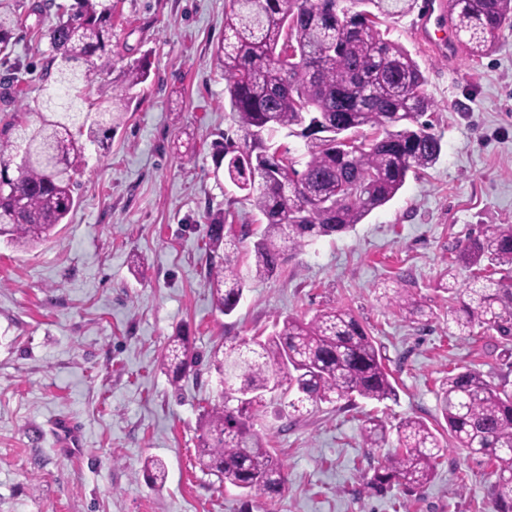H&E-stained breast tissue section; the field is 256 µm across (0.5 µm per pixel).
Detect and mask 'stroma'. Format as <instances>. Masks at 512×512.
Wrapping results in <instances>:
<instances>
[{
	"label": "stroma",
	"instance_id": "obj_1",
	"mask_svg": "<svg viewBox=\"0 0 512 512\" xmlns=\"http://www.w3.org/2000/svg\"><path fill=\"white\" fill-rule=\"evenodd\" d=\"M112 8V69L96 98L111 96L124 69L143 60L108 151L88 146L68 221L28 251L0 242V512H489L486 459L452 448L423 489L377 493L372 475L385 449L364 447L367 415L435 424L439 385L453 367L478 369L512 391V349L448 333V312L465 300L470 271L451 254L458 241L512 224V31L492 54L457 62L419 39L417 14L389 37L419 63L435 101L443 151L433 168L353 231L288 256L280 276L248 280L231 315L215 311L205 285L207 212L233 228L258 224L242 192L213 178L212 148L234 133L223 72L224 0H101ZM47 35L19 29L0 53V121L38 125ZM138 269H131V256ZM452 266L458 292L436 286ZM398 286L432 311L412 323L391 303ZM351 310L375 337L396 395L345 411L323 403L291 416L279 400L257 430L284 464L274 497L244 501L195 464L197 428L218 403L215 351L268 335L276 316L311 319ZM188 336L201 361L179 384L162 368L170 336ZM73 418L79 447L57 445L52 424ZM150 456L168 476L152 487ZM469 474L459 482L457 471Z\"/></svg>",
	"mask_w": 512,
	"mask_h": 512
}]
</instances>
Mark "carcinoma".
Wrapping results in <instances>:
<instances>
[{
  "label": "carcinoma",
  "instance_id": "cac0c4a2",
  "mask_svg": "<svg viewBox=\"0 0 512 512\" xmlns=\"http://www.w3.org/2000/svg\"><path fill=\"white\" fill-rule=\"evenodd\" d=\"M225 2L224 42L215 57L227 74L225 93L240 137L223 135L214 143V175L243 192L265 220L259 231L241 234H255L253 265L244 274L235 241L224 235V213L208 217L206 247L219 261L209 264L205 283L215 310L227 316L242 298L246 277L272 279L288 253L353 230L398 194L408 174L432 168L443 144L425 120L434 101L420 65L379 29L411 13L417 0ZM45 7L56 16L48 29L53 54L44 68L49 116L34 128L19 122L0 127V238L16 249L47 240L64 223L87 144L105 147L112 126L129 110L130 91L149 77L147 67L133 64L112 97L88 102L99 72L112 68V7L99 0H48ZM448 23L465 35V52L481 57L512 30V0H448ZM17 24L12 0H0L1 47ZM86 103L95 111H85ZM283 130L303 139L305 161L276 141ZM15 154L21 158L12 176ZM455 262L477 270L475 283L482 269L512 270V224L467 239ZM468 292L469 300L450 311L448 328L469 336L477 326L512 342V283L500 279ZM395 305L412 320L425 316L402 288ZM198 363L188 337L169 339L163 365L171 383ZM212 365L223 375L224 392L200 418L197 463L246 497L279 495L285 486L282 462L255 429L266 393L280 391L295 413L308 404L341 402L344 410L358 397L380 403L396 395L375 337L340 308L307 322L278 318L268 336L224 345ZM438 400L439 429L415 417L390 428L376 417L366 420V447L383 448L396 436L367 485L382 491L396 483L415 492L431 482L448 448H461L493 463L491 512H512V392L463 368L448 371ZM144 470L153 485L166 482L162 459L148 458Z\"/></svg>",
  "mask_w": 512,
  "mask_h": 512
}]
</instances>
